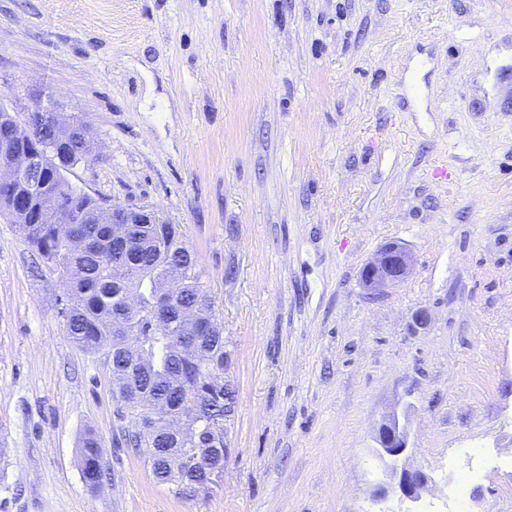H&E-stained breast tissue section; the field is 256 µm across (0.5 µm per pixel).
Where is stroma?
<instances>
[{
  "label": "stroma",
  "instance_id": "35a3bbf8",
  "mask_svg": "<svg viewBox=\"0 0 512 512\" xmlns=\"http://www.w3.org/2000/svg\"><path fill=\"white\" fill-rule=\"evenodd\" d=\"M37 85L94 132L73 185L180 226L236 403L218 485L159 483L0 218V512H402L372 497L393 411L415 512H512V0H0V98ZM391 242L411 274L364 287ZM376 452L381 459L396 462L409 448V432L406 422L398 414H392L379 426L376 435ZM81 467L85 481L89 484L88 476H94L102 482L105 476V468L102 464L103 449L98 438L88 433L82 439L81 446Z\"/></svg>",
  "mask_w": 512,
  "mask_h": 512
}]
</instances>
